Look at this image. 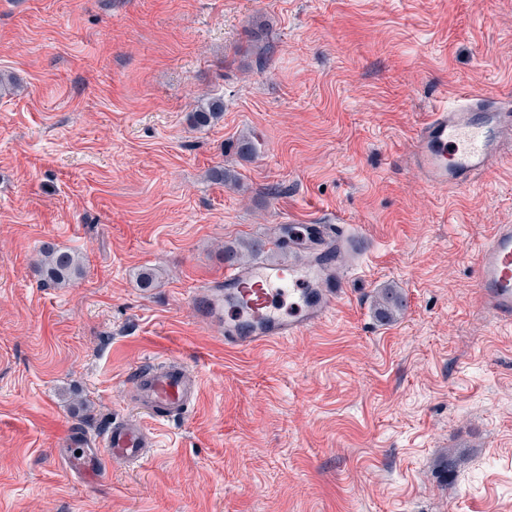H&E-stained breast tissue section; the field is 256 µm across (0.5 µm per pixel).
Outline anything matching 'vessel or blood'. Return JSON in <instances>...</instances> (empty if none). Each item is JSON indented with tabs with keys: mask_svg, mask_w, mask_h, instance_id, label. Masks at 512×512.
<instances>
[{
	"mask_svg": "<svg viewBox=\"0 0 512 512\" xmlns=\"http://www.w3.org/2000/svg\"><path fill=\"white\" fill-rule=\"evenodd\" d=\"M512 135V95L491 98L477 91L457 95L434 109L419 127L410 163L429 186L463 189L493 167ZM308 257L299 263L228 268L213 286L224 308L225 348L244 352L305 335L334 315L350 279L363 271L373 246L348 225L307 227ZM477 287L486 310L512 323V225H494L477 256ZM135 415L113 421L104 439L71 432L69 461L90 474L99 448L141 463L157 445L155 425L185 414L200 397L201 381L182 361L166 358L137 369L129 388Z\"/></svg>",
	"mask_w": 512,
	"mask_h": 512,
	"instance_id": "1",
	"label": "vessel or blood"
}]
</instances>
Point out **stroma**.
Segmentation results:
<instances>
[{"mask_svg": "<svg viewBox=\"0 0 512 512\" xmlns=\"http://www.w3.org/2000/svg\"><path fill=\"white\" fill-rule=\"evenodd\" d=\"M0 73V512H512V325L474 280L512 151L457 195L409 163L436 105L512 92V0H0ZM308 224L360 226L366 272L315 330L225 349L196 303L225 246ZM46 242L84 275L45 282ZM167 357L195 409L70 472L65 436ZM405 307L404 297L393 288H384L378 294L375 315L381 321H391Z\"/></svg>", "mask_w": 512, "mask_h": 512, "instance_id": "obj_1", "label": "stroma"}]
</instances>
